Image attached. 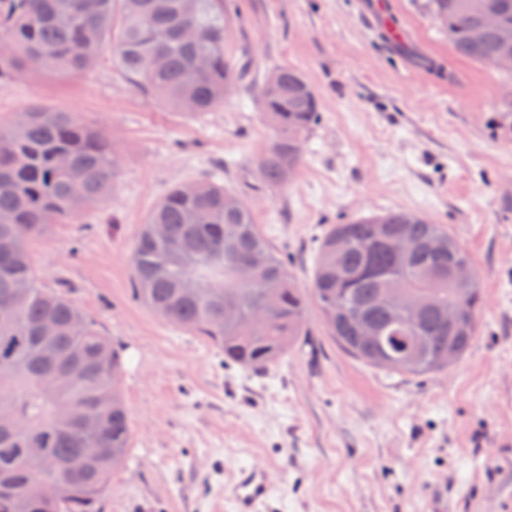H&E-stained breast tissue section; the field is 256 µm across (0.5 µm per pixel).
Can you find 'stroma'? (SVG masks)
I'll use <instances>...</instances> for the list:
<instances>
[{"label": "stroma", "mask_w": 512, "mask_h": 512, "mask_svg": "<svg viewBox=\"0 0 512 512\" xmlns=\"http://www.w3.org/2000/svg\"><path fill=\"white\" fill-rule=\"evenodd\" d=\"M227 48L247 76L223 106L175 110L102 51L78 77L24 73L0 88V120L42 105L103 130L121 158L111 198L52 225L32 256L45 287L121 348L125 463L100 512H230L224 484L266 468L259 512H512V74L457 56L426 0H387L430 64L409 69L353 0H231ZM300 70L321 104L304 162L257 186L275 136L257 87ZM213 178L252 207L301 287L332 224L403 209L443 225L479 271L485 305L468 354L399 376L350 356L309 313L307 346L266 372L225 363L206 338L133 295L142 224L172 187Z\"/></svg>", "instance_id": "1"}]
</instances>
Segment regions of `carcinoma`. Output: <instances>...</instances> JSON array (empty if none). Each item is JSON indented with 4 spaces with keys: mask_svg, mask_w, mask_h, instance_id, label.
<instances>
[{
    "mask_svg": "<svg viewBox=\"0 0 512 512\" xmlns=\"http://www.w3.org/2000/svg\"><path fill=\"white\" fill-rule=\"evenodd\" d=\"M512 26V0H428L443 16L455 53L489 64L500 53L497 38L469 39L481 8ZM232 16L228 0H0V82L23 72L82 75L105 47L112 62L137 87L187 112H209L245 77L225 45ZM281 84L259 99L275 139L258 160L260 183H288L303 163V140L320 119L317 97L301 92L298 69L283 65ZM0 413L12 412L19 431L0 430V512L11 495L27 492L32 512H99L112 473L125 461L129 418L121 392L119 348L96 322L63 293L42 286L31 246L53 224L77 220L112 194L121 159L100 130L73 112L33 106L7 123L0 140ZM403 236L417 246L410 266L399 269L386 245ZM451 240L444 252L430 250L434 237ZM264 256L249 282L238 279L241 262ZM469 259L440 224L406 210H389L332 224L324 233L310 288L299 286L288 260L254 224L250 206L216 180L168 190L148 215L132 253L135 297L166 321L206 337L224 362L264 371L302 343L309 307L328 335L371 367L399 375L448 368V352L461 360L479 332L481 276L453 288L466 311L456 330L428 311L408 331L392 332L391 355L354 326L336 319V302L387 329L399 309L420 293L448 298V270ZM232 304L239 318H223ZM52 322L54 335L40 327ZM84 353L81 374L70 377L71 354ZM81 410L103 423L95 435L81 433L61 413ZM40 449L32 456L31 449ZM100 448L92 463L84 449ZM45 481L56 494L40 493Z\"/></svg>",
    "mask_w": 512,
    "mask_h": 512,
    "instance_id": "cac0c4a2",
    "label": "carcinoma"
}]
</instances>
